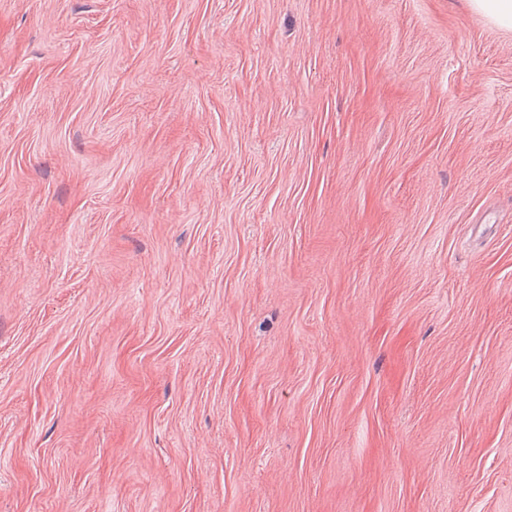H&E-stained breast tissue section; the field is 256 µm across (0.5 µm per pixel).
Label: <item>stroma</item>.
<instances>
[{"instance_id": "1", "label": "stroma", "mask_w": 512, "mask_h": 512, "mask_svg": "<svg viewBox=\"0 0 512 512\" xmlns=\"http://www.w3.org/2000/svg\"><path fill=\"white\" fill-rule=\"evenodd\" d=\"M0 512H512V31L0 0Z\"/></svg>"}]
</instances>
